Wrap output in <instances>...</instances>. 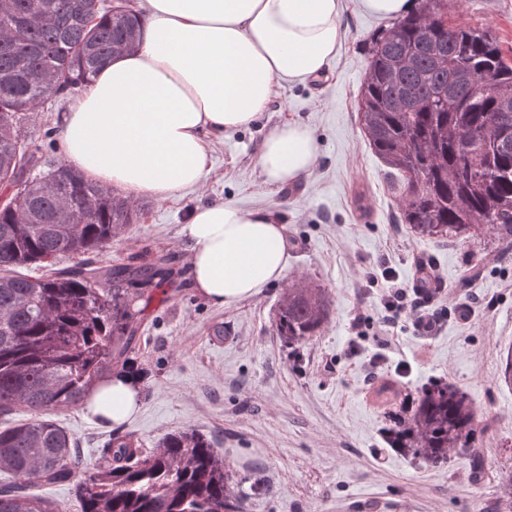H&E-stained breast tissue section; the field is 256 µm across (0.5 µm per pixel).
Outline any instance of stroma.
I'll return each mask as SVG.
<instances>
[{
  "instance_id": "stroma-1",
  "label": "stroma",
  "mask_w": 512,
  "mask_h": 512,
  "mask_svg": "<svg viewBox=\"0 0 512 512\" xmlns=\"http://www.w3.org/2000/svg\"><path fill=\"white\" fill-rule=\"evenodd\" d=\"M449 22L490 31L512 59V0H448ZM387 21L343 0L341 43L329 70L286 83L248 127L213 140L207 191L174 198H139V217L98 264H116L143 250L168 254L175 283L157 290L141 317L131 357L143 372L141 407L113 428L84 408L52 411L88 466L103 463L112 434H133L145 451L165 436L192 428L221 448L241 479L243 512H497L499 479L512 471V388L498 380L512 344V250L494 251L489 237L423 238L397 223L400 176L371 150L358 118L370 43ZM69 94L28 113L24 131L39 171L64 163L55 131ZM308 126L319 161L290 189L267 184L258 166L275 127ZM214 198L262 209L284 224L288 267L283 280L231 306H216L191 286V242L183 232L191 210ZM432 265L440 292L429 306L440 326L422 336L407 319L384 332L380 273L400 282ZM478 283L460 287L465 271ZM305 274L326 288L332 313L300 347L274 333L288 282ZM390 365L375 368L376 356ZM466 394L482 428L484 476L473 482L468 451L430 465L385 437L392 407L414 404L431 384Z\"/></svg>"
}]
</instances>
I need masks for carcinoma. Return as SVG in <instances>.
I'll list each match as a JSON object with an SVG mask.
<instances>
[{
    "instance_id": "carcinoma-1",
    "label": "carcinoma",
    "mask_w": 512,
    "mask_h": 512,
    "mask_svg": "<svg viewBox=\"0 0 512 512\" xmlns=\"http://www.w3.org/2000/svg\"><path fill=\"white\" fill-rule=\"evenodd\" d=\"M372 41L359 120L369 146L402 176L398 221L421 237L488 235L512 249V64L487 30L446 26L447 0ZM130 9L106 0H0V512H60L36 486L71 484L80 512H242L224 453L194 430L169 434L142 455L115 435L105 462L87 468L48 414L84 404L129 357L144 307L173 277L166 254L122 264L84 260L34 277L22 270L69 255L103 254L134 223L138 205L64 164L31 177L23 122L54 95L84 85L99 64L136 46ZM331 315L325 289L306 276L285 288L275 335L293 347ZM388 443L429 464L476 448L471 400L450 384L421 390L413 413L394 415Z\"/></svg>"
}]
</instances>
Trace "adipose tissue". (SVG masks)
Wrapping results in <instances>:
<instances>
[{
    "label": "adipose tissue",
    "mask_w": 512,
    "mask_h": 512,
    "mask_svg": "<svg viewBox=\"0 0 512 512\" xmlns=\"http://www.w3.org/2000/svg\"><path fill=\"white\" fill-rule=\"evenodd\" d=\"M343 0H145L137 49L112 57L73 95L62 123L67 162L87 179L164 200L204 185L210 140L247 127L284 82L326 72L336 55ZM319 157L312 131L277 126L258 165L266 183L304 178ZM193 288L230 306L287 270L284 225L266 211L221 200L196 207ZM140 385L105 378L85 411L113 426L139 410Z\"/></svg>",
    "instance_id": "1"
}]
</instances>
